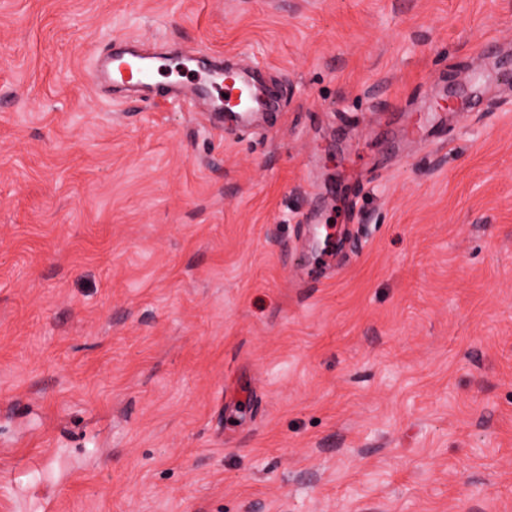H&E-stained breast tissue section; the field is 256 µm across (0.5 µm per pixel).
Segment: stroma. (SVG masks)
Listing matches in <instances>:
<instances>
[{"label":"stroma","mask_w":512,"mask_h":512,"mask_svg":"<svg viewBox=\"0 0 512 512\" xmlns=\"http://www.w3.org/2000/svg\"><path fill=\"white\" fill-rule=\"evenodd\" d=\"M0 512H512V0H0ZM105 52L97 55L99 62L89 76L97 86L109 87L113 98L121 97L117 94L130 89L150 98L154 87L163 85L158 76L174 71L181 74L187 67L185 62L194 61L190 56L175 60L161 52L151 51L144 40L135 41L126 51L113 52L100 59ZM178 66L180 68L176 71ZM188 71L191 73L190 78L164 83L166 93L157 95L154 100L159 101L155 103L190 104L209 99L208 112H225V119L235 126L251 124L258 112L267 106L261 91L254 84H246L244 71L224 73L222 67ZM223 90L227 98H223ZM227 113H232V116Z\"/></svg>","instance_id":"35a3bbf8"}]
</instances>
